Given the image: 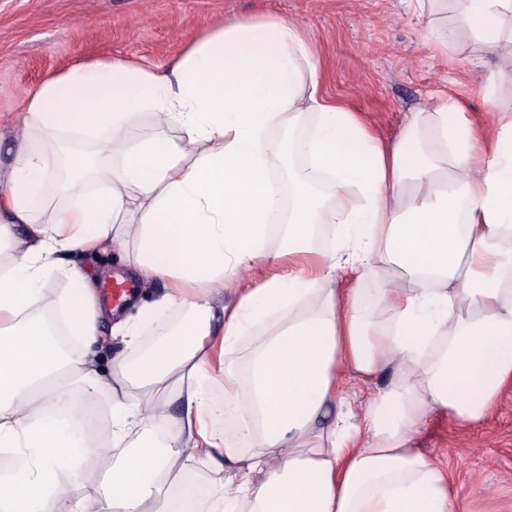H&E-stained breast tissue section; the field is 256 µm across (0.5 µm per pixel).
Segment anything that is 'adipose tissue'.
<instances>
[{
    "instance_id": "obj_1",
    "label": "adipose tissue",
    "mask_w": 512,
    "mask_h": 512,
    "mask_svg": "<svg viewBox=\"0 0 512 512\" xmlns=\"http://www.w3.org/2000/svg\"><path fill=\"white\" fill-rule=\"evenodd\" d=\"M460 2L497 50L512 0ZM22 120L42 145H19L0 189V450L14 458L0 512H462L417 434L435 414L482 423L512 385V119L491 130L443 100L383 141L323 93L297 27L262 17L163 66L71 65L27 92ZM73 139L93 154L52 166L49 147ZM291 152L282 190L272 173ZM319 230L330 249H313ZM113 246L165 281L156 307L184 317L146 352L117 320L125 349L104 374L93 347L112 310L73 257ZM261 263L273 274L241 286L239 269ZM56 272L74 291L47 292ZM282 310L286 325L256 335ZM386 373L354 410L344 376ZM101 393L107 419L88 410ZM200 460L223 488L185 480Z\"/></svg>"
}]
</instances>
